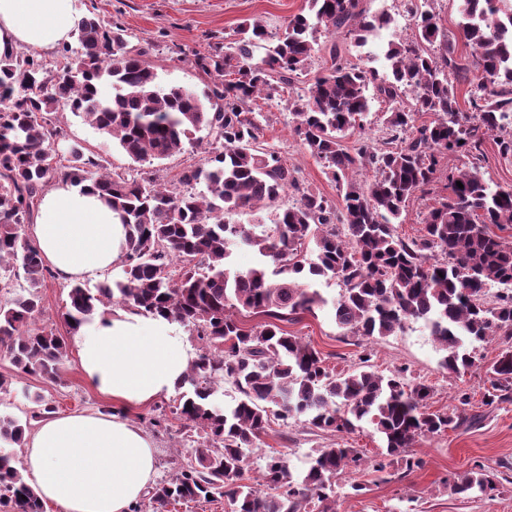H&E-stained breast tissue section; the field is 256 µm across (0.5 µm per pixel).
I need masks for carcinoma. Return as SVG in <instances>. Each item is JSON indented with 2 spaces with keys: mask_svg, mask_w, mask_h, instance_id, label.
<instances>
[{
  "mask_svg": "<svg viewBox=\"0 0 512 512\" xmlns=\"http://www.w3.org/2000/svg\"><path fill=\"white\" fill-rule=\"evenodd\" d=\"M308 12L288 19L273 36L246 20L237 38L216 46L197 65L214 80L213 96L188 88L158 86V75L130 46L123 29L97 16H83L63 46L62 74L48 80L32 54L0 57V271L18 261L24 285L0 302V351L16 372L57 380L67 344L47 323L42 292L48 272L36 241L23 236L45 187L60 176L89 182L127 227L121 270L94 288L71 284L64 313L70 329L114 303L161 315L188 327L201 342L184 381L193 392L179 405L180 417L198 434L191 459L172 468L146 494L149 512H168L173 502L225 499L231 512H336L332 480L385 458L402 456L408 471L420 461L407 454L416 439L467 422L460 413L426 411L431 387L411 383L404 371L385 376L359 366L337 374L322 354L280 323L296 321L326 299L314 284L335 280L337 325L370 340L389 336L409 321H421L444 355L441 366L459 374L473 367L478 343L504 345L490 373L487 403L512 402V242L491 231L512 225V187L492 188L479 170L486 137L512 155V4L465 0L461 38L472 60L462 63L443 32L441 18L417 0H406L418 37L387 45L389 72L352 64L333 42L330 66L311 74L321 36L343 32L356 47L387 27L391 18L369 15L361 0H306ZM480 73L479 91L460 108L455 84ZM312 75L307 93L288 101L293 131L338 184L342 206L300 186L297 171L263 147L262 125L250 103L272 99L302 75ZM112 85V96L100 87ZM395 107L382 113L381 145L362 140L347 149L342 139L364 129L369 89ZM412 93L413 104L400 99ZM82 115L117 142L135 163L163 160L193 143L206 129L212 137L203 162L181 172L171 187L154 177L113 175L75 143L67 164L54 150L63 136L60 114ZM425 112L433 119L416 125ZM470 157L464 167L448 157ZM370 169L372 179L358 178ZM442 179L450 194L438 195L424 218V234L404 241L392 224L406 201ZM463 187H458L456 182ZM298 198L276 214L274 228L261 220L229 224L224 215L259 211L287 191ZM251 247L258 262L243 272L227 268L233 242ZM495 287V303L485 296ZM268 321L250 329L238 314ZM241 398L222 406L215 395L224 383ZM304 418L330 432L350 433L368 422L381 435L385 453L368 461L355 448H322L299 475L282 455L268 457L262 494L239 483L244 450L271 419ZM30 422L0 413V444L26 445ZM457 494L488 495L495 483L483 471L453 481ZM0 492L13 512H44L36 487L0 449Z\"/></svg>",
  "mask_w": 512,
  "mask_h": 512,
  "instance_id": "obj_1",
  "label": "carcinoma"
}]
</instances>
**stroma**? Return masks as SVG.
<instances>
[{"label": "stroma", "mask_w": 512, "mask_h": 512, "mask_svg": "<svg viewBox=\"0 0 512 512\" xmlns=\"http://www.w3.org/2000/svg\"><path fill=\"white\" fill-rule=\"evenodd\" d=\"M78 15H95L122 27L131 45L145 53L158 74L161 86L181 85L197 92L209 90L211 79L196 64V57L213 51L217 42L230 36L246 19H257L267 31L278 35L289 17L301 12L305 0H74ZM308 77H300L273 100L256 99L252 106L261 112L263 141L278 152L289 167L295 168L304 187L320 193L333 204L341 197L330 175L310 156L293 133L288 101L303 92ZM64 138L56 142L60 155H67L72 143L116 173L147 172L167 182L185 167L200 163L204 156L207 131L197 132V145L167 159L140 164L132 162L111 138L100 134L82 116L64 112ZM288 332L301 337L326 357L336 371L353 369L362 354H369L375 369L386 373L407 369L413 380L433 389L427 409L448 413L456 408L454 397L464 389L469 405L460 407L464 416L474 417L472 425L448 428L418 439L412 451L420 468L404 473L401 461H394L385 473L366 468L339 475L334 480L336 512H512V402L486 404L491 388L488 371L500 351L493 341L478 348L473 367L461 374L442 368L443 356L437 343L422 323L411 322L392 335L372 340H357L344 335L335 323L331 307L303 314ZM41 395L55 406L57 414L92 412L116 413L149 434L156 450L158 475H165L172 459H188L189 444L182 423L173 415L179 393L150 404L125 407L100 396L84 378L76 355H69L60 380L36 375H21L10 393L0 394V411L22 417L32 408L30 398ZM164 416L167 428L154 431L150 418ZM357 449L375 458L384 444L371 424L356 432H323L302 421L273 422L247 452L243 482L260 488L267 457L284 454L293 471L304 470L318 449L336 445ZM482 467L497 485L493 495L462 499L452 494L454 478L474 467Z\"/></svg>", "instance_id": "obj_1"}]
</instances>
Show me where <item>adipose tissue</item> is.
I'll return each instance as SVG.
<instances>
[{
  "mask_svg": "<svg viewBox=\"0 0 512 512\" xmlns=\"http://www.w3.org/2000/svg\"><path fill=\"white\" fill-rule=\"evenodd\" d=\"M76 24L73 0H0V56L53 52ZM31 235L66 281L97 278L125 253L124 224L87 183L59 181L46 191ZM72 340L89 383L126 406L171 394L194 358L177 323L128 308L97 313ZM24 466L43 505L57 512H133L154 479L156 453L121 416L78 413L45 421L26 444Z\"/></svg>",
  "mask_w": 512,
  "mask_h": 512,
  "instance_id": "1",
  "label": "adipose tissue"
}]
</instances>
